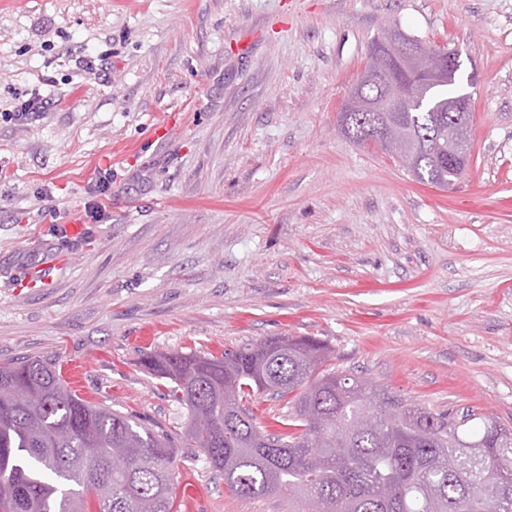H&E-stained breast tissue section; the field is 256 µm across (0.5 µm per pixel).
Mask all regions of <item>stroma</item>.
Instances as JSON below:
<instances>
[{
  "label": "stroma",
  "mask_w": 512,
  "mask_h": 512,
  "mask_svg": "<svg viewBox=\"0 0 512 512\" xmlns=\"http://www.w3.org/2000/svg\"><path fill=\"white\" fill-rule=\"evenodd\" d=\"M394 25L460 53L471 156L447 190L339 129ZM274 336L512 428V0H0V364L82 367L83 398L176 434L145 354ZM182 454L179 512H289Z\"/></svg>",
  "instance_id": "obj_1"
}]
</instances>
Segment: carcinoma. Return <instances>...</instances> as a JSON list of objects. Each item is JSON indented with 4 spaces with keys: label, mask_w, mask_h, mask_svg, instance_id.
I'll use <instances>...</instances> for the list:
<instances>
[{
    "label": "carcinoma",
    "mask_w": 512,
    "mask_h": 512,
    "mask_svg": "<svg viewBox=\"0 0 512 512\" xmlns=\"http://www.w3.org/2000/svg\"><path fill=\"white\" fill-rule=\"evenodd\" d=\"M448 77H410L394 113L413 153L410 175L439 188L465 167L448 133L471 116L448 111ZM375 112H353L342 133L372 140ZM328 347L277 336L219 355L154 353L144 366L185 408L176 436L79 396L50 359L0 364V512H173L177 448L199 449L241 497L288 493L297 512H512V437L486 414L405 404L324 367ZM286 401L288 432L266 435L249 405Z\"/></svg>",
    "instance_id": "obj_1"
}]
</instances>
